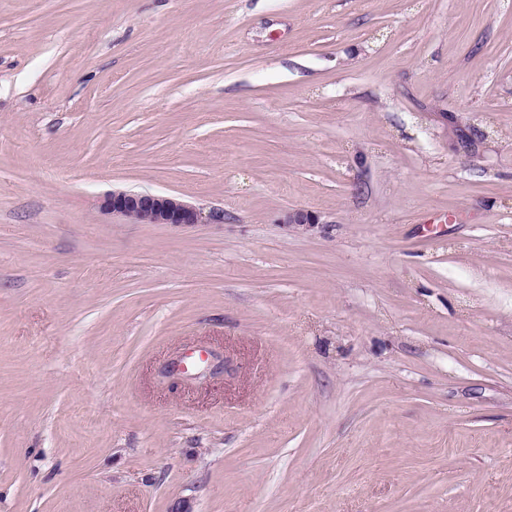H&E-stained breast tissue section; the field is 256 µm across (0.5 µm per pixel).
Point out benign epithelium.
<instances>
[{
	"label": "benign epithelium",
	"mask_w": 512,
	"mask_h": 512,
	"mask_svg": "<svg viewBox=\"0 0 512 512\" xmlns=\"http://www.w3.org/2000/svg\"><path fill=\"white\" fill-rule=\"evenodd\" d=\"M97 209L104 215H116L137 224H169L191 226L224 222V211L203 209L176 196L147 192L114 191L98 200ZM302 230H309L321 223L320 216L312 211L295 209L283 220Z\"/></svg>",
	"instance_id": "7a95c632"
}]
</instances>
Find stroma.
<instances>
[{
	"mask_svg": "<svg viewBox=\"0 0 512 512\" xmlns=\"http://www.w3.org/2000/svg\"><path fill=\"white\" fill-rule=\"evenodd\" d=\"M0 512H512V0H0ZM97 209L104 215H116L137 224H195L223 223L222 210L205 213L179 197L147 192L112 191L98 200Z\"/></svg>",
	"mask_w": 512,
	"mask_h": 512,
	"instance_id": "1",
	"label": "stroma"
}]
</instances>
